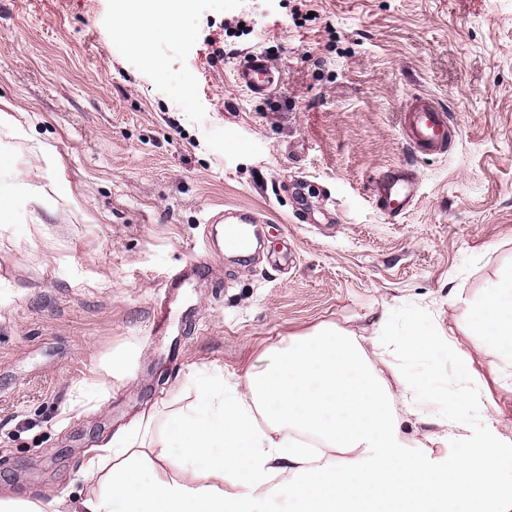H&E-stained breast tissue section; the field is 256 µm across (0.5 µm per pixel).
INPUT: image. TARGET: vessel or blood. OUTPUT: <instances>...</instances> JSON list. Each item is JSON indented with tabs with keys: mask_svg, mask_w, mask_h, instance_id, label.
<instances>
[{
	"mask_svg": "<svg viewBox=\"0 0 512 512\" xmlns=\"http://www.w3.org/2000/svg\"><path fill=\"white\" fill-rule=\"evenodd\" d=\"M240 84L256 94L269 92L274 84V75L267 60L253 56L247 65L237 71ZM403 130L408 144L416 152L442 155L448 151V136L451 132L449 117L444 109L427 98L415 99L406 109ZM377 208L385 215L395 217L407 210L416 198V184L405 171L384 174L374 180L372 186ZM235 226L224 235V246L230 250L243 251L249 244L248 225L257 223L254 212L235 213Z\"/></svg>",
	"mask_w": 512,
	"mask_h": 512,
	"instance_id": "obj_1",
	"label": "vessel or blood"
}]
</instances>
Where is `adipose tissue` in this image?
<instances>
[{"instance_id": "obj_1", "label": "adipose tissue", "mask_w": 512, "mask_h": 512, "mask_svg": "<svg viewBox=\"0 0 512 512\" xmlns=\"http://www.w3.org/2000/svg\"><path fill=\"white\" fill-rule=\"evenodd\" d=\"M126 17L179 29L178 0H122ZM472 325L502 368H512V269L472 299ZM379 355L433 358L442 348L417 325L396 340L379 331ZM434 394L407 374L388 384L357 336L325 326L276 348L265 368L244 378L215 371L197 395L156 432L155 409L102 439L81 468L97 488L69 512H263L287 483L296 512H512V438L499 426L512 412L494 408L484 431L449 423L441 464L402 426ZM151 481H142L143 472ZM241 494L225 493V484Z\"/></svg>"}]
</instances>
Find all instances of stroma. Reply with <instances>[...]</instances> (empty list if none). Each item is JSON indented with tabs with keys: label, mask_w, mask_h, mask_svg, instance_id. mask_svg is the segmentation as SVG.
Segmentation results:
<instances>
[{
	"label": "stroma",
	"mask_w": 512,
	"mask_h": 512,
	"mask_svg": "<svg viewBox=\"0 0 512 512\" xmlns=\"http://www.w3.org/2000/svg\"><path fill=\"white\" fill-rule=\"evenodd\" d=\"M117 8L0 0V488L95 486L80 463L102 436L153 405L164 427L199 374L244 377L323 325L368 350L384 324L454 342L384 376H434L407 434L480 433L506 401L469 301L512 267V0H184L180 34L139 51ZM256 54L264 95L235 80ZM420 96L450 116L447 155L402 137ZM393 169L418 192L390 221L371 186ZM239 208L262 219L248 257L205 246V220ZM193 258L205 274L153 335L163 280Z\"/></svg>",
	"instance_id": "1"
}]
</instances>
